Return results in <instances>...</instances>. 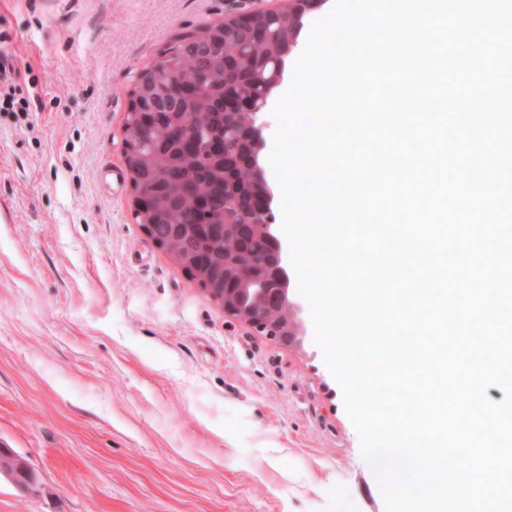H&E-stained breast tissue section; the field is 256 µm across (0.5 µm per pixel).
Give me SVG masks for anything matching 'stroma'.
I'll return each mask as SVG.
<instances>
[{
    "label": "stroma",
    "instance_id": "35a3bbf8",
    "mask_svg": "<svg viewBox=\"0 0 512 512\" xmlns=\"http://www.w3.org/2000/svg\"><path fill=\"white\" fill-rule=\"evenodd\" d=\"M283 0H0V512H386L302 342L225 317L136 224L134 77L204 22ZM14 454L7 448H0V475L11 477V480L26 484L32 481V470L29 465L20 463L15 469L13 466Z\"/></svg>",
    "mask_w": 512,
    "mask_h": 512
}]
</instances>
